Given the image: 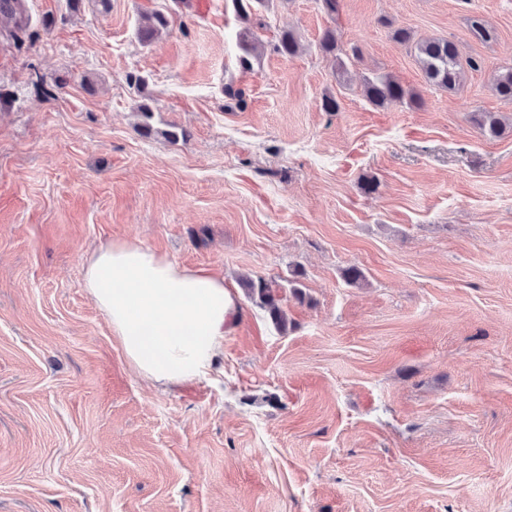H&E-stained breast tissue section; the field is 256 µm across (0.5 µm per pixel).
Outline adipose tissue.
<instances>
[{
    "label": "adipose tissue",
    "mask_w": 512,
    "mask_h": 512,
    "mask_svg": "<svg viewBox=\"0 0 512 512\" xmlns=\"http://www.w3.org/2000/svg\"><path fill=\"white\" fill-rule=\"evenodd\" d=\"M84 286L135 372L165 387L204 377L241 319L222 278L124 241L87 257Z\"/></svg>",
    "instance_id": "ef3b65f1"
}]
</instances>
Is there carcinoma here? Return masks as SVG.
Instances as JSON below:
<instances>
[{
	"label": "carcinoma",
	"instance_id": "cac0c4a2",
	"mask_svg": "<svg viewBox=\"0 0 512 512\" xmlns=\"http://www.w3.org/2000/svg\"><path fill=\"white\" fill-rule=\"evenodd\" d=\"M231 7L243 24L239 41L243 55L239 62L243 69H251V57L258 54L263 41L256 33L262 26L260 13L269 9L272 0H230ZM29 17L25 15L24 0H0V24L10 30V36L18 37V32L27 27ZM171 25L170 16L162 11H154L142 16L137 28V38L143 44H150L167 33ZM469 32L472 37L484 45L497 41L498 33L483 17L473 15L468 18ZM391 38L396 43L414 52L427 82L440 89L453 91L465 79L467 70L477 71L481 62L471 58L461 61V55L455 42L448 38H416L414 32L406 27L392 30ZM298 39L290 31L281 33L274 51L282 56L292 57L300 52ZM321 55L330 60L337 70H345V60L358 59L361 50L352 45L346 49L339 41L336 30L326 29L318 43ZM493 93L501 100L512 102V65L499 68L491 85ZM364 97L374 106L383 107L391 102H399L409 107L421 105L418 93L405 87L391 75L375 74L367 77L362 86ZM473 122L480 133L487 138H498L505 131L501 118L493 112H477ZM242 286L245 294L256 306L263 309L272 323L281 332L288 331V314L284 308L283 288L275 281L263 278L247 277Z\"/></svg>",
	"mask_w": 512,
	"mask_h": 512
}]
</instances>
